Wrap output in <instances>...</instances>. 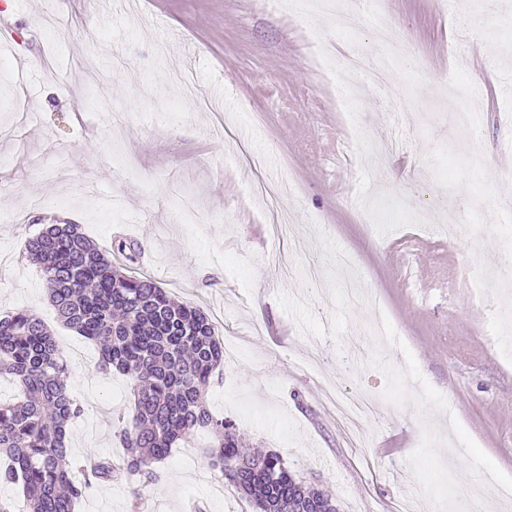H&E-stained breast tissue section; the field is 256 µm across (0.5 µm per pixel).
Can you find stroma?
<instances>
[{"label":"stroma","instance_id":"1","mask_svg":"<svg viewBox=\"0 0 512 512\" xmlns=\"http://www.w3.org/2000/svg\"><path fill=\"white\" fill-rule=\"evenodd\" d=\"M298 16L264 0H0V314L50 328L82 412L71 463L116 459L131 384L58 320L20 244L77 224L140 245L136 274L205 309L235 361L205 401L340 512H512V301L476 275L512 260V0H375L406 44L388 83L338 103L308 32L378 53L338 0ZM477 93L459 132L452 85ZM277 185L271 200L254 183ZM450 231L420 217L434 194ZM287 235H271L272 211ZM383 411L358 445L336 392ZM207 431L92 485L78 512H255L208 465Z\"/></svg>","mask_w":512,"mask_h":512}]
</instances>
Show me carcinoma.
I'll list each match as a JSON object with an SVG mask.
<instances>
[{
  "mask_svg": "<svg viewBox=\"0 0 512 512\" xmlns=\"http://www.w3.org/2000/svg\"><path fill=\"white\" fill-rule=\"evenodd\" d=\"M114 251L133 263L139 248L118 241L108 251L78 224H50L22 243L58 318L98 346L103 371L131 380L132 406L119 429L124 456L98 462L82 481L73 477L68 429L81 407L69 391L68 367L47 325L18 309L0 317V374L13 376L21 390L20 398L0 401V454L10 461L0 483L21 486L27 512H75L92 483L124 471L150 478L154 463L206 429L212 465L258 512H302L307 504L338 512L331 495L297 479L279 454L240 447L236 424L207 410L209 379L224 364L213 321L153 279L112 262Z\"/></svg>",
  "mask_w": 512,
  "mask_h": 512,
  "instance_id": "carcinoma-1",
  "label": "carcinoma"
}]
</instances>
